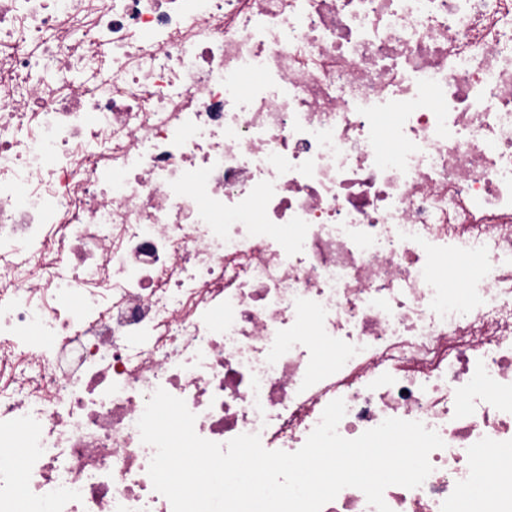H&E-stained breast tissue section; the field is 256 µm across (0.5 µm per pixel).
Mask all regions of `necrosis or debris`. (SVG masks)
<instances>
[{"instance_id": "obj_1", "label": "necrosis or debris", "mask_w": 512, "mask_h": 512, "mask_svg": "<svg viewBox=\"0 0 512 512\" xmlns=\"http://www.w3.org/2000/svg\"><path fill=\"white\" fill-rule=\"evenodd\" d=\"M160 388L422 422L392 512H512V0H0V512H172Z\"/></svg>"}]
</instances>
